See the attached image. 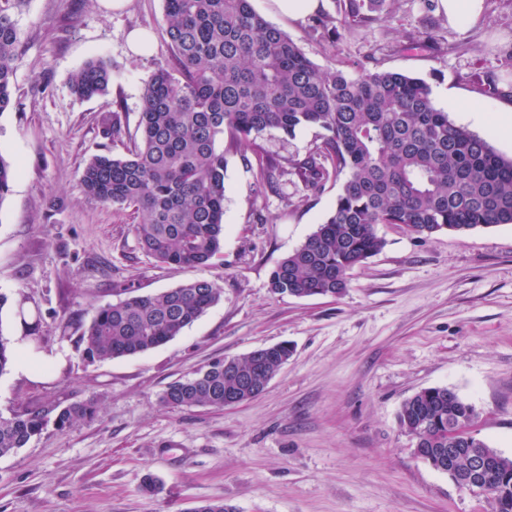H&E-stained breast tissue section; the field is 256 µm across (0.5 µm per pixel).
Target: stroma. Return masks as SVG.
Returning a JSON list of instances; mask_svg holds the SVG:
<instances>
[{
  "instance_id": "stroma-1",
  "label": "stroma",
  "mask_w": 512,
  "mask_h": 512,
  "mask_svg": "<svg viewBox=\"0 0 512 512\" xmlns=\"http://www.w3.org/2000/svg\"><path fill=\"white\" fill-rule=\"evenodd\" d=\"M320 68H385L418 77L438 108L500 155L512 142L480 121L512 105V0H485L480 23L452 25L440 0H399L390 23L342 35L335 54L306 20L252 0ZM25 53L0 113V156L18 171L0 201V332L14 336L26 296L45 371L0 375V414L97 399L98 417L47 429L0 457V512H192L221 499L235 512H488L416 459L399 427L402 403L448 387L480 413L478 433L512 457V225L420 239L381 224L384 246L353 268L343 295L294 297L269 288L280 260L331 212L340 183L300 199L292 183L261 185L242 148L224 142V246L201 270L143 253L129 210L89 199L81 172L110 142L118 111L136 137L142 93L171 54L162 0H28L16 15ZM152 49L134 55L128 34ZM112 62L107 95L76 98L72 74ZM204 277L220 301L179 336L143 354L87 364L76 339L97 306L129 285L153 294ZM288 343L292 355L258 397L221 409L170 410L166 387L216 357ZM158 495L145 494L146 476Z\"/></svg>"
}]
</instances>
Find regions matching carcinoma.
<instances>
[{
  "label": "carcinoma",
  "mask_w": 512,
  "mask_h": 512,
  "mask_svg": "<svg viewBox=\"0 0 512 512\" xmlns=\"http://www.w3.org/2000/svg\"><path fill=\"white\" fill-rule=\"evenodd\" d=\"M27 0H0V112L11 102L23 54L14 20ZM349 35L393 17L396 0H336ZM171 58L157 67L142 94L139 139L124 156H93L81 181L85 194L137 215L139 248L160 263L200 268L221 250L224 237V131L249 150L258 181L284 178L317 193L344 177L324 223L284 257L269 281L274 294L340 296L349 271L378 253L379 224H398L430 237L512 224V158L452 122L436 108L428 83L391 70L352 75L321 69L284 31L257 13L251 0H163ZM309 37L336 43L318 16ZM72 92L90 99L108 92L112 63L93 59L70 79ZM317 126L319 141L304 156L275 157L262 138H284ZM102 133L124 142L118 114ZM13 166L0 157V202ZM96 308L81 326L78 345L89 363L148 352L180 335L222 297L214 281L197 278L149 295H131ZM286 343L262 360L252 354L216 359L171 383L160 396L170 409L224 408V395H260L288 361ZM98 402L39 406L0 415V456L24 447L48 425L64 431L95 420ZM479 415L448 388L423 389L406 399L398 424L419 448H459L465 464L487 444L468 430ZM488 483L490 512H512V458L495 454Z\"/></svg>",
  "instance_id": "carcinoma-1"
}]
</instances>
